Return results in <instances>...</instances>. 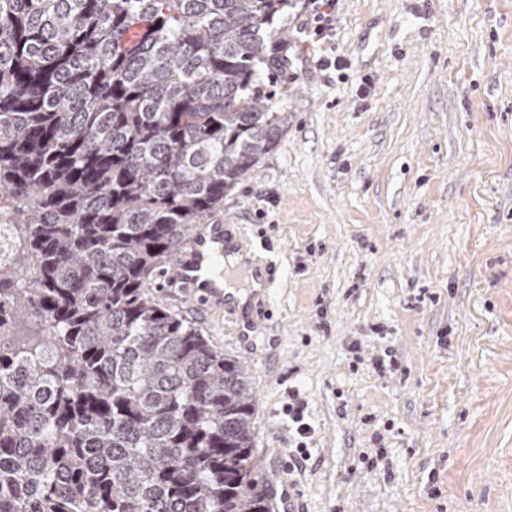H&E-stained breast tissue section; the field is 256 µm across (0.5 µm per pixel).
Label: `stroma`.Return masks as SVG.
I'll return each instance as SVG.
<instances>
[{"mask_svg": "<svg viewBox=\"0 0 512 512\" xmlns=\"http://www.w3.org/2000/svg\"><path fill=\"white\" fill-rule=\"evenodd\" d=\"M308 5L274 49L285 131L215 215L274 279L209 313L151 294L247 368L271 501L512 512V0H340L312 43ZM292 397V402H288L284 411L288 416L289 432H293L296 446H292L295 447L292 449L288 448V458L293 468L299 469L310 458L308 443L312 440L314 428L305 415L306 406L298 398V393H293Z\"/></svg>", "mask_w": 512, "mask_h": 512, "instance_id": "obj_1", "label": "stroma"}]
</instances>
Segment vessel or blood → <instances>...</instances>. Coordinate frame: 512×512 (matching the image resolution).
<instances>
[{"mask_svg":"<svg viewBox=\"0 0 512 512\" xmlns=\"http://www.w3.org/2000/svg\"><path fill=\"white\" fill-rule=\"evenodd\" d=\"M174 283L190 293L203 309L224 302V227L197 225L177 253Z\"/></svg>","mask_w":512,"mask_h":512,"instance_id":"1","label":"vessel or blood"}]
</instances>
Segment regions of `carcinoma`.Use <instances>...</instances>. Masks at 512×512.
Returning <instances> with one entry per match:
<instances>
[{
  "label": "carcinoma",
  "mask_w": 512,
  "mask_h": 512,
  "mask_svg": "<svg viewBox=\"0 0 512 512\" xmlns=\"http://www.w3.org/2000/svg\"><path fill=\"white\" fill-rule=\"evenodd\" d=\"M292 0H0V512H268L253 387L146 291L277 146ZM3 220L0 210V273H5L12 266L17 253V226L2 224Z\"/></svg>",
  "instance_id": "obj_1"
}]
</instances>
